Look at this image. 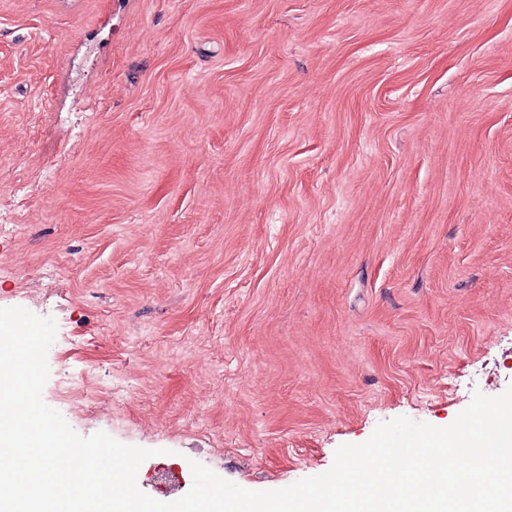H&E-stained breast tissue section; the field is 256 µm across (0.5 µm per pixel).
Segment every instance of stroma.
<instances>
[{
	"mask_svg": "<svg viewBox=\"0 0 512 512\" xmlns=\"http://www.w3.org/2000/svg\"><path fill=\"white\" fill-rule=\"evenodd\" d=\"M12 307L163 503L502 394L512 0H0Z\"/></svg>",
	"mask_w": 512,
	"mask_h": 512,
	"instance_id": "stroma-1",
	"label": "stroma"
}]
</instances>
